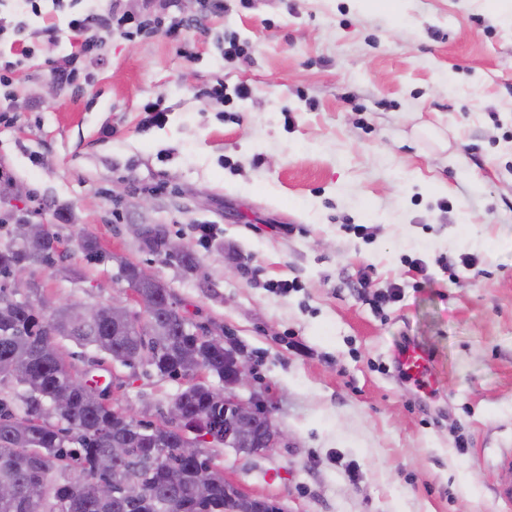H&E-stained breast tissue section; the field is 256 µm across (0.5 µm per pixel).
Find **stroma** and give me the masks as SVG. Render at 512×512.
<instances>
[{"label":"stroma","instance_id":"obj_1","mask_svg":"<svg viewBox=\"0 0 512 512\" xmlns=\"http://www.w3.org/2000/svg\"><path fill=\"white\" fill-rule=\"evenodd\" d=\"M110 5L43 0L37 17L0 0L23 25L0 37V58L18 38L31 50L0 125V171L18 187L0 216L23 211L59 236L66 258L36 272L45 303L128 299L130 261L223 330L254 367L241 396L273 397L288 436L246 459L207 445L253 496L289 512H507L495 486L512 455V25L497 0H226L207 13L121 0L190 27L178 43L96 29L83 93L53 83L82 42L69 20ZM232 40L240 55H225ZM155 102L167 120L149 125ZM87 235L104 261L79 250ZM285 280L293 289H274ZM393 282L403 297L377 304ZM407 342L427 354L433 394L398 378ZM59 347L138 419L159 422L189 385Z\"/></svg>","mask_w":512,"mask_h":512}]
</instances>
